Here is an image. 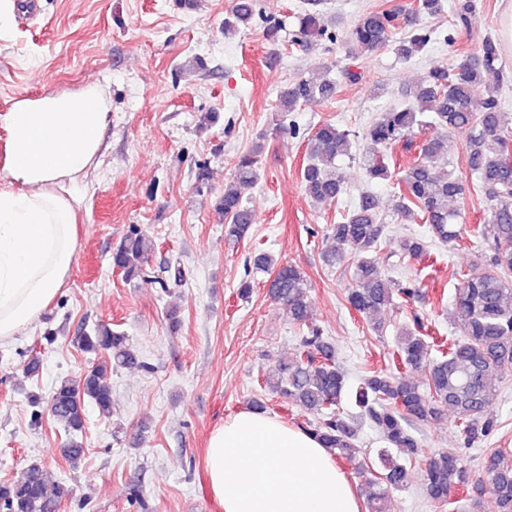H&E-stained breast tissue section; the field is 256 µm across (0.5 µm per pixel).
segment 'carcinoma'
I'll use <instances>...</instances> for the list:
<instances>
[{
	"label": "carcinoma",
	"instance_id": "carcinoma-1",
	"mask_svg": "<svg viewBox=\"0 0 512 512\" xmlns=\"http://www.w3.org/2000/svg\"><path fill=\"white\" fill-rule=\"evenodd\" d=\"M442 0H415L414 14L437 15ZM474 5L461 0L455 21L471 26ZM258 19L265 23L266 36L274 40L283 25L264 17L257 0H233L227 29L248 25ZM399 13L385 9L366 14L344 37L328 30L314 13L298 16V29L292 43L307 50L323 41L342 42L351 57L373 53L389 44L396 57L409 61L432 40L434 30L415 25L403 37H396ZM356 72L344 68L334 78L328 74L302 77L285 88L279 97L278 111L294 112L312 100H331L340 81L352 82ZM507 79L498 41L487 36L465 62L455 68L435 65L423 80L406 91V101L382 112L366 129V150L361 164L368 180L390 178L387 152L396 147L413 150L416 156L395 183L399 199L395 212L403 223L429 225L430 239L442 243L460 236L462 213L449 202L464 195L462 181L452 171L444 152V134L467 133L466 168L473 188L486 203L489 217L477 224L471 234L493 246L491 269L472 268L461 273L451 313L459 337L448 346V353L428 363L429 344L420 333L421 325L402 332L395 365L400 369L425 368L426 387L405 380L391 370L373 369L366 373L355 392L361 416L386 443L377 452L382 471L373 473L369 454L358 446L357 427L340 414L346 397V374L336 360L335 348L313 321L308 301L309 284L303 271L290 262L266 252L253 256L252 266L267 276L269 294L287 310L291 323L302 330L294 352L276 359L263 374V387L286 398L314 415L306 431L321 441L330 455L370 473L359 488L367 512H389V493L409 482V471L398 459L413 460L419 453L416 430L440 422L452 412L464 440L477 442L497 427L488 407L498 396L504 370L512 365V133L509 118L502 112L499 91ZM485 84L482 98L474 97L475 87ZM423 131L420 141L412 139L414 130ZM352 139L330 120L318 125L308 138L306 162L300 178L307 195L318 203L332 202L345 192V179L337 161L349 155ZM261 146L238 157L224 193L214 200V208L224 216V241L236 244L245 239L253 224V210L244 197L258 180ZM386 224L376 195L365 192L341 221L327 227V238L334 246L324 260L334 266L346 255L354 257L352 285L346 301L369 319L372 329L383 331L377 317L396 300L409 302L424 297L421 287L400 282L385 272L376 249ZM153 244L136 225L112 253V265L125 281L156 282L147 271ZM429 253V243L419 237H404L396 242L393 254L412 260ZM78 348L97 356V361L71 377L62 378L52 391L50 413L69 441L58 449L72 467H79L85 448L78 440L86 423L87 406L104 417L112 413V372L138 364L129 336L98 323L84 332ZM487 484H470L458 454L435 451L425 460L423 492L437 503H448L452 485L467 490L462 512H512V456L498 450L485 461ZM67 489L49 479L42 467L33 463L21 476L0 482V509L3 512H57Z\"/></svg>",
	"mask_w": 512,
	"mask_h": 512
}]
</instances>
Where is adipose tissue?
<instances>
[{
  "label": "adipose tissue",
  "instance_id": "adipose-tissue-1",
  "mask_svg": "<svg viewBox=\"0 0 512 512\" xmlns=\"http://www.w3.org/2000/svg\"><path fill=\"white\" fill-rule=\"evenodd\" d=\"M0 166V342L21 335L65 286L76 258L71 191L96 163L112 114L97 85L19 100ZM207 473L221 512H361L347 477L309 432L250 409L217 427Z\"/></svg>",
  "mask_w": 512,
  "mask_h": 512
}]
</instances>
